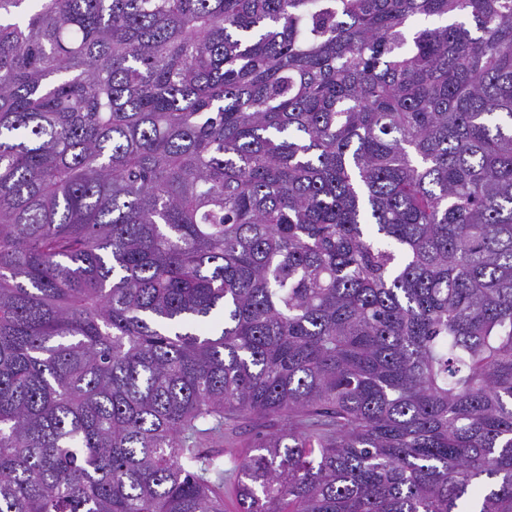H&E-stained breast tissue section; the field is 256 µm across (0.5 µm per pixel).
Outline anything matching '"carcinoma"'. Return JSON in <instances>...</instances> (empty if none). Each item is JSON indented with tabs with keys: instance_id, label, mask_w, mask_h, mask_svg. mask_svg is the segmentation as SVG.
Masks as SVG:
<instances>
[{
	"instance_id": "obj_1",
	"label": "carcinoma",
	"mask_w": 512,
	"mask_h": 512,
	"mask_svg": "<svg viewBox=\"0 0 512 512\" xmlns=\"http://www.w3.org/2000/svg\"><path fill=\"white\" fill-rule=\"evenodd\" d=\"M226 488L512 512V0H0V512ZM261 420H255L252 423H247L240 429L233 441L234 453L237 458L244 457L251 448L255 439L256 433L261 430Z\"/></svg>"
}]
</instances>
